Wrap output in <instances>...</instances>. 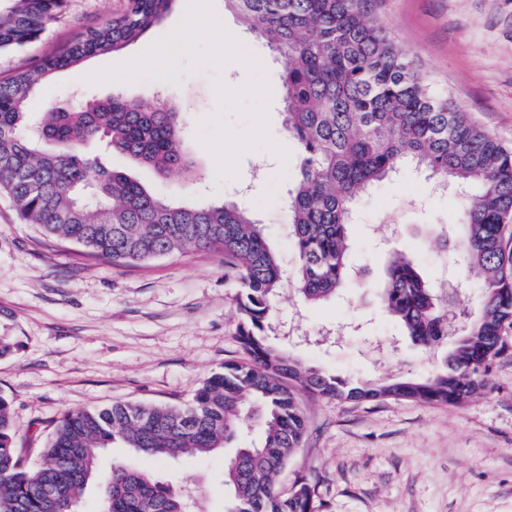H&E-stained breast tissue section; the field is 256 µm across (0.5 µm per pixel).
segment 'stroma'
Segmentation results:
<instances>
[{"label":"stroma","instance_id":"stroma-1","mask_svg":"<svg viewBox=\"0 0 512 512\" xmlns=\"http://www.w3.org/2000/svg\"><path fill=\"white\" fill-rule=\"evenodd\" d=\"M127 2L64 0L38 38L0 52V76L65 47L86 28L120 14ZM187 4L177 0L163 24L123 50L56 74L32 99V110L69 103L77 94L110 96L112 83L89 84L86 76L169 35ZM213 6L226 30L261 59L272 90L270 134L293 149L279 81L284 58L248 32L224 0ZM378 16L436 90L512 148V0H380ZM121 89L136 104L146 107L161 97L183 113L181 144L202 179L166 178L117 153L102 155L107 169L126 172L181 205L247 200L271 245L290 256L283 201L295 160L250 151L240 158L236 179L217 180L213 156L195 137L199 121L218 110L209 72L183 73L176 84L145 78ZM455 209L453 192H430L423 175L410 170L377 187L362 200L351 228L352 261L364 269L366 287L344 289L312 306L284 290L276 313L289 335L281 347L304 365L376 384L441 368L442 356L421 352L386 314L378 287L395 249L437 279L428 227L453 223ZM385 212L395 213L394 226H382ZM237 293L220 254L190 249L139 264L91 259L20 223L0 196V339L16 344L11 356L0 358V396L11 405L29 461H36L67 411L116 401L188 404L208 376L245 356L237 336ZM294 393L306 434L276 484L287 490L309 479L319 512H512V353L495 361L483 392L457 405L330 400L299 386ZM238 446L234 440L206 456L149 466L162 482L190 483L204 512H224V467Z\"/></svg>","mask_w":512,"mask_h":512}]
</instances>
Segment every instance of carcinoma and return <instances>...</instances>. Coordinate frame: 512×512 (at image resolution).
Listing matches in <instances>:
<instances>
[{
	"label": "carcinoma",
	"instance_id": "cac0c4a2",
	"mask_svg": "<svg viewBox=\"0 0 512 512\" xmlns=\"http://www.w3.org/2000/svg\"><path fill=\"white\" fill-rule=\"evenodd\" d=\"M175 2L129 0L120 17L0 78V194L25 223L89 258L136 264L189 248L224 255L240 289L237 330L246 358L224 363L184 407L116 402L64 413L33 466L24 463L9 402L0 397V512H77L106 449L129 448L149 462L200 456L224 447L243 424L260 441L225 466L229 512H317L310 483L298 480L287 493L274 484L306 429L288 382L329 399L455 405L485 388L512 327V148L420 75L379 20L377 0H225L286 59L285 130L297 145L296 180L284 201L291 267L246 206L174 204L101 164L103 145L165 177L195 175L179 148L183 115L167 102L144 109L115 92L51 104L31 125V94L59 71L122 50L161 24ZM61 4L10 0L0 9V51L39 36ZM407 166L427 173L434 192L478 187L460 198L455 223L430 230L435 258L453 260L476 280L478 316L459 313L448 285L426 279L396 252L385 266L384 307L424 351L450 346L443 368L376 385L302 365L272 340L279 290L289 283L318 303L347 283L360 286L349 235L357 205ZM102 496V512H189L182 489L147 468L113 466Z\"/></svg>",
	"mask_w": 512,
	"mask_h": 512
}]
</instances>
